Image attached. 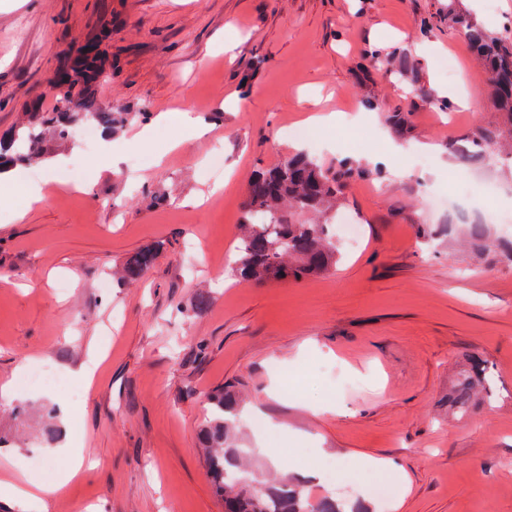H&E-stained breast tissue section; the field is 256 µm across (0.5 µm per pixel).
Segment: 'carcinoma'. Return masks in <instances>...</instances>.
Instances as JSON below:
<instances>
[{
    "mask_svg": "<svg viewBox=\"0 0 512 512\" xmlns=\"http://www.w3.org/2000/svg\"><path fill=\"white\" fill-rule=\"evenodd\" d=\"M463 28L471 47L487 62L492 94L501 110V125L465 138L459 146L462 158L484 160L492 147L504 141L512 148V43L490 40L477 24L466 22ZM95 61L94 56H82L69 70L68 83L53 85V111L31 113L29 124L0 144V170L8 163L25 164L40 155L46 129L66 135L72 125L83 121L109 131L118 123L135 119L128 113L116 116L98 103L94 92L99 76ZM367 175L366 169L350 163L336 170L326 168L304 153H296L256 174L245 193L235 277L242 282L267 284L299 281L335 268L338 249L331 225L306 222L302 217L337 209L347 183ZM466 228L478 255L499 251L512 260V242L492 238L482 224H468ZM155 257L152 250L133 255L126 263L122 280L130 282L142 276ZM484 376L483 361L477 358L463 375L454 397L460 411L469 409L474 384ZM236 406L233 392L213 393L210 418L200 430L201 442L211 449L209 475L224 500V512H343L341 504L329 498L312 502L300 484L287 475L275 485L259 487L243 475L242 451L228 444L230 416Z\"/></svg>",
    "mask_w": 512,
    "mask_h": 512,
    "instance_id": "obj_1",
    "label": "carcinoma"
}]
</instances>
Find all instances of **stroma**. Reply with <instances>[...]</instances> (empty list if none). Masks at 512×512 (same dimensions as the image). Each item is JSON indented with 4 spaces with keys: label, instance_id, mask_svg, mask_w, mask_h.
<instances>
[{
    "label": "stroma",
    "instance_id": "35a3bbf8",
    "mask_svg": "<svg viewBox=\"0 0 512 512\" xmlns=\"http://www.w3.org/2000/svg\"><path fill=\"white\" fill-rule=\"evenodd\" d=\"M452 9L512 40V0H0V136L54 108L50 81L87 44L101 59L99 103L136 115L109 140L111 170H97L100 148L88 153L90 192L45 183L57 160L86 154L49 132L44 159L26 167L43 201L0 203V480L54 483L82 450L99 462L57 496H1L0 512H224L199 430L229 384L241 404L230 444L248 449L251 479L289 473L313 500L368 512H512V263L476 258L467 239L442 237L447 216L422 211L424 193L482 177L501 186L490 205L512 211V169L448 152L497 119ZM374 50L382 67L366 62ZM457 87L477 110L441 109ZM176 110L206 132L174 151V128L134 144ZM330 112L316 159L375 172L348 186L340 212L361 241L317 277L236 281L252 175L306 149L289 127ZM153 247L138 280L113 281ZM473 356L487 362L492 401L461 416L448 395ZM45 366L81 388L79 403L17 388ZM255 415L277 433V459L249 429ZM34 450L45 475L28 469ZM370 456L395 465L386 498L360 481ZM326 457L338 462L328 486L306 476Z\"/></svg>",
    "mask_w": 512,
    "mask_h": 512
}]
</instances>
